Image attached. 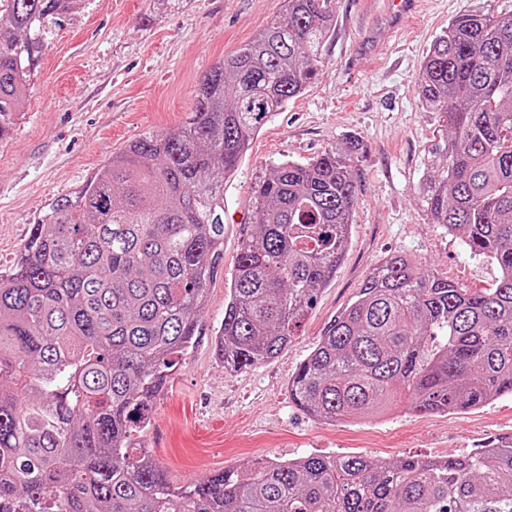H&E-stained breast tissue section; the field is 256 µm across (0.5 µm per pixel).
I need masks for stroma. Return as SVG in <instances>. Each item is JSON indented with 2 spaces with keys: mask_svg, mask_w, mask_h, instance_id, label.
<instances>
[{
  "mask_svg": "<svg viewBox=\"0 0 512 512\" xmlns=\"http://www.w3.org/2000/svg\"><path fill=\"white\" fill-rule=\"evenodd\" d=\"M387 2L336 0L322 71L264 125L224 188V274L208 285L196 347L179 357L139 436L173 485L257 458H434L512 435L511 394L464 411L401 409L329 423L288 393L323 329L389 253L405 252L470 288L490 287L498 275L427 219L417 186L442 131L437 116L422 111L415 84L431 42L453 17L472 7L512 14V0H419L416 14L397 23ZM282 8V0H81L76 11L46 21L25 107L0 138V269L17 259L51 199L80 188L141 134L180 127L202 78ZM350 135L362 145L358 203L335 277L278 357L225 370L210 338L224 317V275L237 261L257 184L279 163L309 162Z\"/></svg>",
  "mask_w": 512,
  "mask_h": 512,
  "instance_id": "35a3bbf8",
  "label": "stroma"
}]
</instances>
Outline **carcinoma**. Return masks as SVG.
Returning <instances> with one entry per match:
<instances>
[{
    "mask_svg": "<svg viewBox=\"0 0 512 512\" xmlns=\"http://www.w3.org/2000/svg\"><path fill=\"white\" fill-rule=\"evenodd\" d=\"M80 0H0V138L23 107L33 35ZM334 0L282 15L224 57L174 131H149L52 199L0 271V512H512V437L467 455L309 454L175 487L133 433L200 336L224 258V184L269 118L314 80ZM435 139L418 185L431 223L498 270L490 288L396 252L324 328L288 392L324 421L456 411L512 394V15L467 10L416 81ZM346 139L255 190L214 351L270 361L336 275L357 204Z\"/></svg>",
    "mask_w": 512,
    "mask_h": 512,
    "instance_id": "cac0c4a2",
    "label": "carcinoma"
}]
</instances>
